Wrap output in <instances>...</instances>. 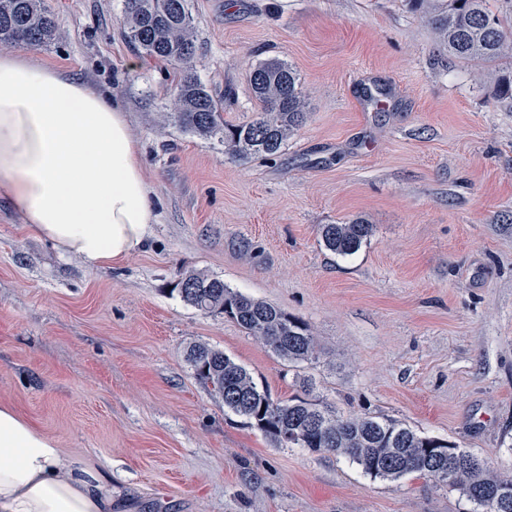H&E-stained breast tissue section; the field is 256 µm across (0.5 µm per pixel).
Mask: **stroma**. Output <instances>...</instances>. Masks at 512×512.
I'll list each match as a JSON object with an SVG mask.
<instances>
[{
    "mask_svg": "<svg viewBox=\"0 0 512 512\" xmlns=\"http://www.w3.org/2000/svg\"><path fill=\"white\" fill-rule=\"evenodd\" d=\"M60 39L32 47L119 104L157 220L108 268L61 254L0 200V403L112 487V512H473L411 474L279 448L185 360L223 350L272 397L302 379L340 416L391 419L512 475V111L496 65L460 60L409 0H188L197 73L225 121L262 111L249 75H299L307 119L279 154L241 160L166 119L177 70L135 53L122 0H48ZM374 232L327 250L324 224ZM187 271L308 325L291 363L182 301ZM373 233L372 224L356 218L345 224H324L321 236L330 251L341 256L355 254Z\"/></svg>",
    "mask_w": 512,
    "mask_h": 512,
    "instance_id": "obj_1",
    "label": "stroma"
}]
</instances>
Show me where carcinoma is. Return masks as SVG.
Masks as SVG:
<instances>
[{
  "label": "carcinoma",
  "instance_id": "obj_1",
  "mask_svg": "<svg viewBox=\"0 0 512 512\" xmlns=\"http://www.w3.org/2000/svg\"><path fill=\"white\" fill-rule=\"evenodd\" d=\"M430 14V21L448 45V54L463 60H499L509 42V27L490 8V0H412ZM123 23L129 41L144 56L169 62L179 71L178 107L170 114L174 123L201 137L217 136L224 148L240 159L274 156L288 136L306 120L299 77L288 63L260 62L249 83L264 110L256 119L238 124L223 120L221 106L197 74L198 48L191 36L192 18L187 0H124ZM58 30L46 0H0V43L26 42L49 45ZM496 99L512 109V70L501 69ZM373 226L362 218L345 224H325L324 245L341 255L355 254L368 241ZM181 299L204 313H220L234 320L278 356L293 362L308 361L316 352L309 327L278 307L254 300L228 288L224 281L187 272L176 284ZM186 360L195 375L211 385L224 406L247 419L276 446L328 451L347 457L374 477L396 481L417 474L460 491L475 512H512V501L497 499L503 489L512 491V479L493 473L487 463L451 442L422 435L403 423L373 417H341L305 396L274 400L258 389L251 374L223 351L204 343L187 349ZM312 415L323 419L314 429L285 443L282 434ZM447 448L458 455L453 471L448 458L431 452Z\"/></svg>",
  "mask_w": 512,
  "mask_h": 512
}]
</instances>
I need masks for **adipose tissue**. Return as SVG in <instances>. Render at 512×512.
<instances>
[{
    "mask_svg": "<svg viewBox=\"0 0 512 512\" xmlns=\"http://www.w3.org/2000/svg\"><path fill=\"white\" fill-rule=\"evenodd\" d=\"M0 197L62 253L109 267L155 222L124 112L50 63L0 52ZM0 512H112V491L65 469L56 442L0 405Z\"/></svg>",
    "mask_w": 512,
    "mask_h": 512,
    "instance_id": "ef3b65f1",
    "label": "adipose tissue"
}]
</instances>
